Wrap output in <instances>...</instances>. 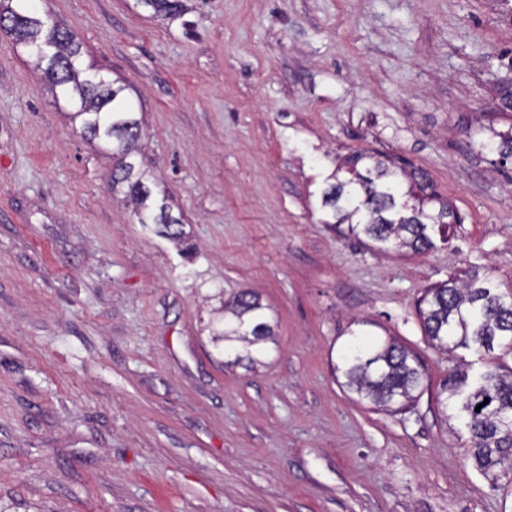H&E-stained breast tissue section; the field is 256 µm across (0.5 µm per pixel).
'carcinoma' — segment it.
<instances>
[{
	"mask_svg": "<svg viewBox=\"0 0 512 512\" xmlns=\"http://www.w3.org/2000/svg\"><path fill=\"white\" fill-rule=\"evenodd\" d=\"M138 2L162 18L184 11L183 0ZM4 14L14 21L6 32L12 41L50 46L49 53L36 55L37 63L44 65L45 77L72 110L81 134L111 151L112 187H125V202L140 220L151 219L169 238L181 241L182 218L173 215L169 205L163 202L150 211L152 190L135 162L143 123L124 95L125 87L115 80L92 83L93 66L85 62L75 35L36 16L28 0H0V16ZM470 146L504 161L512 159V126L506 131L484 128ZM342 170L348 177H339ZM331 179L321 192L325 224L367 248L423 253L435 247L436 237L448 242L449 227L460 222L423 171H408L387 156L355 152ZM265 310L251 291L224 302V323L212 331V340L235 353L231 364L252 368L260 363L263 345L275 336ZM418 313L429 344L442 352L472 346L491 352L497 338L512 336V302L495 293L474 268L426 288ZM332 371L334 378L343 379L341 387L359 401L391 414L410 407L424 390L422 364L392 339L351 347L343 365ZM434 403L443 421H448L450 410L464 420L470 435L468 454L477 469L512 472V369L504 372L491 362L475 379L465 370L453 369L438 385Z\"/></svg>",
	"mask_w": 512,
	"mask_h": 512,
	"instance_id": "1",
	"label": "carcinoma"
}]
</instances>
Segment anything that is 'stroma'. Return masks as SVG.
Here are the masks:
<instances>
[{
  "label": "stroma",
  "instance_id": "stroma-1",
  "mask_svg": "<svg viewBox=\"0 0 512 512\" xmlns=\"http://www.w3.org/2000/svg\"><path fill=\"white\" fill-rule=\"evenodd\" d=\"M144 119L155 197L193 249L112 192L29 55L0 36V512H512L462 419L431 387L496 361L425 339L428 286L476 267L512 293V164L470 146L512 124V0H30ZM355 151L427 173L461 218L401 257L323 224ZM260 295L277 342L249 371L206 326ZM419 355L427 392L398 414L331 374L354 334ZM138 2L150 9L153 15L162 18H175L184 11L183 0H138Z\"/></svg>",
  "mask_w": 512,
  "mask_h": 512
}]
</instances>
